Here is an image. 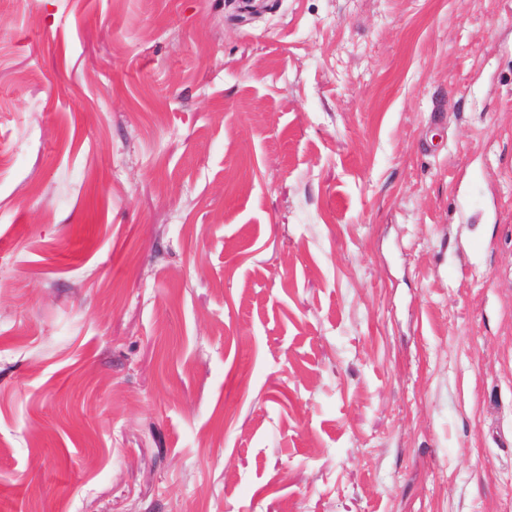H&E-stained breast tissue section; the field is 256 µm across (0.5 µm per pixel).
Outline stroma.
I'll return each mask as SVG.
<instances>
[{
	"mask_svg": "<svg viewBox=\"0 0 512 512\" xmlns=\"http://www.w3.org/2000/svg\"><path fill=\"white\" fill-rule=\"evenodd\" d=\"M0 512H512V0H0Z\"/></svg>",
	"mask_w": 512,
	"mask_h": 512,
	"instance_id": "obj_1",
	"label": "stroma"
}]
</instances>
